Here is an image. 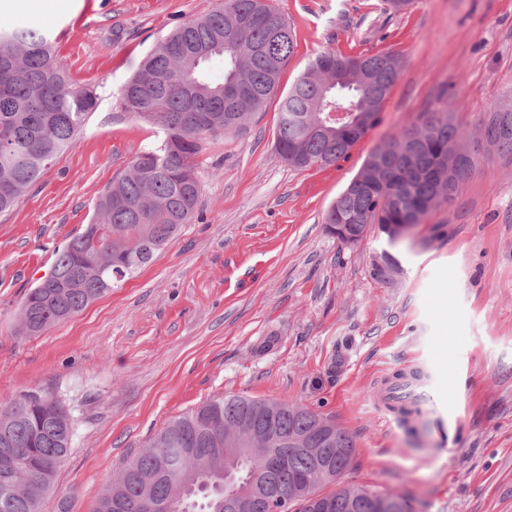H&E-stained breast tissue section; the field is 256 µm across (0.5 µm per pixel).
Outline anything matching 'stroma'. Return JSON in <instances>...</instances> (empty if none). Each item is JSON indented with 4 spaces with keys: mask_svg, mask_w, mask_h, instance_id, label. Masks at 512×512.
<instances>
[{
    "mask_svg": "<svg viewBox=\"0 0 512 512\" xmlns=\"http://www.w3.org/2000/svg\"><path fill=\"white\" fill-rule=\"evenodd\" d=\"M55 59L95 96L76 145L0 214V400L56 395L72 450L41 512H92L116 471L166 423L220 395L297 401L354 440L349 486L406 499L413 512H512V156L484 146L452 200L392 247L397 283L371 277L388 247H349L323 224L368 155L446 97L476 134L512 109V0H277L296 39L279 88L320 51L404 60L376 126L326 167H288L277 104L206 140L202 195L151 264L43 334L21 308L55 252L161 128L132 119L121 87L162 38L219 0H69ZM57 0H0V16L45 29ZM423 374V417L390 421L382 380Z\"/></svg>",
    "mask_w": 512,
    "mask_h": 512,
    "instance_id": "35a3bbf8",
    "label": "stroma"
}]
</instances>
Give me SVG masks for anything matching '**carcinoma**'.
<instances>
[{
    "mask_svg": "<svg viewBox=\"0 0 512 512\" xmlns=\"http://www.w3.org/2000/svg\"><path fill=\"white\" fill-rule=\"evenodd\" d=\"M0 213L12 209L45 169L73 148L86 115L95 105L87 90L73 87L53 59L52 40L37 29H16L0 21ZM291 26L274 0H224V5L188 20L158 42L120 90L124 110L134 119L156 123L163 139L117 176L96 202L95 217L84 231L57 250L49 274L26 297L21 331L38 336L67 320L152 262L195 217L201 194L197 156L203 140L244 129L249 117L276 94L281 74L294 54ZM224 60V79L208 75L207 64ZM344 55L321 51L279 99L275 138L281 159L296 169L330 166L356 141L347 133L312 130L318 118L353 103L373 105L371 125L400 77L403 59L393 52L364 54L371 71L363 84L341 73ZM242 83L227 100L224 89ZM500 113L481 124V138L512 155V137L498 138ZM412 127L420 146L402 162L364 166L327 211L324 224H343L349 233L376 228L394 240L387 224L412 225L441 204V194L456 192L469 173L456 171L450 147L468 138L448 112V103L422 113ZM248 418L272 424L282 436L305 439L328 418L286 400L239 395L214 397L173 420L145 449L128 461L95 503L93 512H221L224 469L242 483L264 459L249 455L224 461V425ZM10 447H0V512H40L41 499L66 460L75 422L52 394L31 393L0 401V427ZM356 450L351 436L335 428L325 450L332 471L344 475ZM288 464L275 482L288 492L287 512H376L381 493L341 485L333 476L315 477L317 458L287 446ZM332 487L326 492L324 488Z\"/></svg>",
    "mask_w": 512,
    "mask_h": 512,
    "instance_id": "1",
    "label": "carcinoma"
}]
</instances>
